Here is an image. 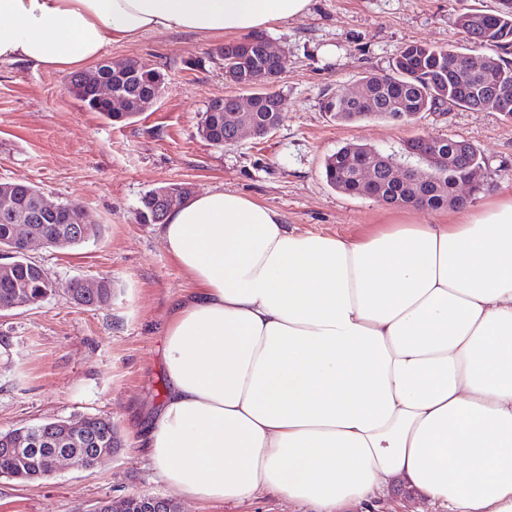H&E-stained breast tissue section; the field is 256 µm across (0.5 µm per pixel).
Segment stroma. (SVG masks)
<instances>
[{
	"label": "stroma",
	"mask_w": 512,
	"mask_h": 512,
	"mask_svg": "<svg viewBox=\"0 0 512 512\" xmlns=\"http://www.w3.org/2000/svg\"><path fill=\"white\" fill-rule=\"evenodd\" d=\"M498 0H312L305 17L263 35L286 65L276 85L284 120L263 138L215 147L198 132L208 104L232 94L214 53L228 36L149 33L105 46L110 61L148 59L167 75L158 100L137 118L112 122L69 93L66 74L0 61V183L29 182L56 204L78 201L104 225L99 240L29 255L51 280L106 277L112 301L76 304L64 292L0 312V432L49 420L110 416L121 440L95 466L61 465L53 476L0 477V512H93L136 494L170 498L181 512H309L275 495L202 503L161 482L137 439L163 398L165 329L174 303L194 284L166 252L156 225L136 220L154 188H221L280 211L289 229L347 237L398 220L399 208L344 194L324 163L348 143L388 153L418 134L468 142L485 186L468 204L512 197V120L490 109L423 114L417 125L339 123L321 103L352 92L366 73H384L407 44L468 46L453 21L462 9L495 10Z\"/></svg>",
	"instance_id": "stroma-1"
}]
</instances>
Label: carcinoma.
<instances>
[{"instance_id": "obj_1", "label": "carcinoma", "mask_w": 512, "mask_h": 512, "mask_svg": "<svg viewBox=\"0 0 512 512\" xmlns=\"http://www.w3.org/2000/svg\"><path fill=\"white\" fill-rule=\"evenodd\" d=\"M480 23L462 29L478 48L480 56L472 60V77L467 83L453 79L452 67L458 48L454 45L436 47L412 43L400 50L394 58L390 72L371 73L363 77L367 90L364 98H353L336 93L322 102L323 111L338 122H354L366 118L380 119L395 125L406 126L418 122L427 112L444 111L448 108L480 110L482 96L486 91L506 88L508 93L501 98L497 111L512 118V62L496 55L488 62L481 57L484 49L496 47L503 51L512 46V0H500V7L490 13L479 15ZM255 42L253 56L245 58L239 54L237 43H228L216 50L218 59L224 61V74L238 88L252 91L255 95L248 119L258 129L277 127L283 121V98L273 90V85L285 68V61L265 59L260 54L263 37L251 36ZM118 86L130 99L132 106L127 112L131 121L143 112L144 105L161 95L166 85V74L158 69L142 71L135 59H130L121 68L107 72L101 65L70 75L67 90L77 97L92 112L119 122L121 117L105 111L96 98V88L101 80ZM232 96L224 97V111H205L199 134L216 147L224 146V138L232 129ZM432 147L418 135L405 141L402 155L416 160L413 168L419 176L411 181L391 178L387 166L381 164L370 180L357 177V169L364 164V151L348 143L327 158L324 173L327 182L342 193L369 197L389 206L440 209L448 205V195L456 190L458 182L467 179L470 169L481 166L474 148L445 169L431 166L428 155ZM11 197L19 210L34 216L32 226L38 233L67 232V225L40 221L37 204L41 192L37 187L20 182H6ZM154 214L153 192H147L140 201L137 219L142 224H152ZM55 282L50 280L38 263L20 260L0 273V298L15 292L23 294L32 304L42 302L53 292ZM112 300V281L104 279L103 288L96 298L83 300V305L103 307ZM86 438L80 450L91 456L101 448L117 449L120 442L112 428V419L103 415L85 418ZM9 434L0 433V475L33 481L42 474L38 459L20 462L13 454L4 451L8 447Z\"/></svg>"}]
</instances>
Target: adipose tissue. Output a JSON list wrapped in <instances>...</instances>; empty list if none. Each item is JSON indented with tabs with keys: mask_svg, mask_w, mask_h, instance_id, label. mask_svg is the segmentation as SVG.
I'll list each match as a JSON object with an SVG mask.
<instances>
[{
	"mask_svg": "<svg viewBox=\"0 0 512 512\" xmlns=\"http://www.w3.org/2000/svg\"><path fill=\"white\" fill-rule=\"evenodd\" d=\"M311 3L0 0V61L72 73L112 42L250 34ZM159 234L195 284L140 438L165 484L314 512H376L397 486L445 512H512V197L336 237L214 188Z\"/></svg>",
	"mask_w": 512,
	"mask_h": 512,
	"instance_id": "1",
	"label": "adipose tissue"
}]
</instances>
